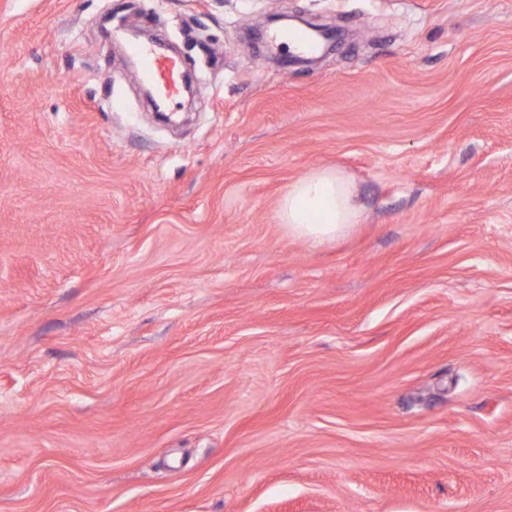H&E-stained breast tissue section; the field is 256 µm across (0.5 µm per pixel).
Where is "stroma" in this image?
<instances>
[{
	"instance_id": "stroma-1",
	"label": "stroma",
	"mask_w": 512,
	"mask_h": 512,
	"mask_svg": "<svg viewBox=\"0 0 512 512\" xmlns=\"http://www.w3.org/2000/svg\"><path fill=\"white\" fill-rule=\"evenodd\" d=\"M0 512H512V0H0ZM267 21L268 23H285L286 26H288V21H293L294 23H299L305 26L307 29L314 33L312 35L314 42H318L319 40L321 41L322 39L324 52L333 50L337 44V41L340 38V30H338L337 28L336 33L334 32L333 35L332 32H330L325 26L313 24L308 20L304 19L303 17L297 15L274 14L270 15ZM332 38H334L332 44L327 45V41H329ZM140 60V78L152 84L168 102L180 93V67L175 59L154 50L134 48ZM279 217L288 237L317 243L343 238L362 221L352 180L331 167L298 178L280 201Z\"/></svg>"
}]
</instances>
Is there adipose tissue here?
<instances>
[{
  "mask_svg": "<svg viewBox=\"0 0 512 512\" xmlns=\"http://www.w3.org/2000/svg\"><path fill=\"white\" fill-rule=\"evenodd\" d=\"M286 234L317 243L347 236L362 221L352 180L322 167L298 178L279 204Z\"/></svg>",
  "mask_w": 512,
  "mask_h": 512,
  "instance_id": "adipose-tissue-1",
  "label": "adipose tissue"
}]
</instances>
